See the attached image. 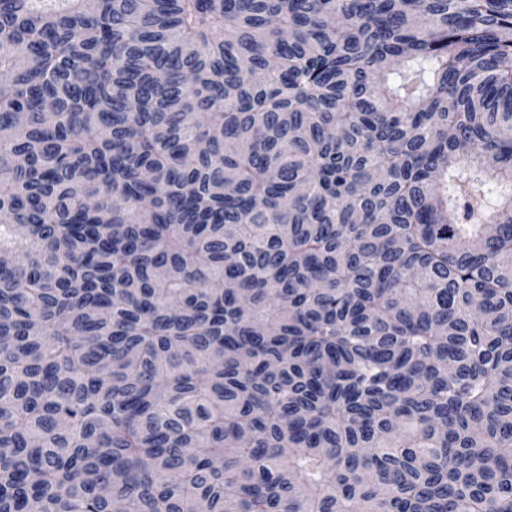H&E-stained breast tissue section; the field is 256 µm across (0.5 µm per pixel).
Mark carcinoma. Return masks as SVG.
<instances>
[{"instance_id": "obj_1", "label": "carcinoma", "mask_w": 512, "mask_h": 512, "mask_svg": "<svg viewBox=\"0 0 512 512\" xmlns=\"http://www.w3.org/2000/svg\"><path fill=\"white\" fill-rule=\"evenodd\" d=\"M0 512H512V0H0Z\"/></svg>"}]
</instances>
